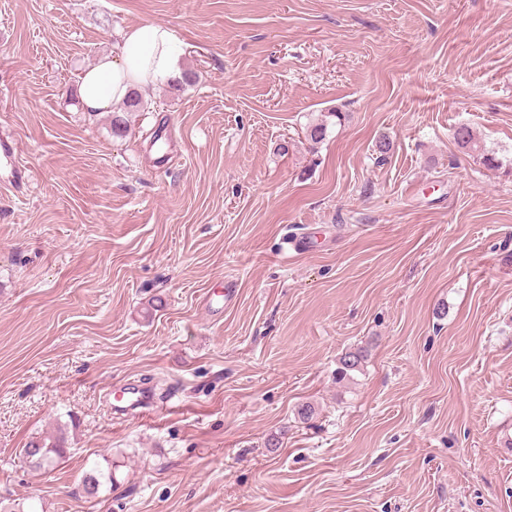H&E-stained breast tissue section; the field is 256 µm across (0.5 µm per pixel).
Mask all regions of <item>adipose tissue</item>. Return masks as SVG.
<instances>
[{
	"mask_svg": "<svg viewBox=\"0 0 512 512\" xmlns=\"http://www.w3.org/2000/svg\"><path fill=\"white\" fill-rule=\"evenodd\" d=\"M181 55L175 31L163 23L128 28L110 53L84 71L78 95L85 111L110 112L131 92L168 81L179 72Z\"/></svg>",
	"mask_w": 512,
	"mask_h": 512,
	"instance_id": "obj_1",
	"label": "adipose tissue"
}]
</instances>
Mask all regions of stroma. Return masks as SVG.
Wrapping results in <instances>:
<instances>
[{"label":"stroma","instance_id":"obj_1","mask_svg":"<svg viewBox=\"0 0 512 512\" xmlns=\"http://www.w3.org/2000/svg\"><path fill=\"white\" fill-rule=\"evenodd\" d=\"M155 22L197 82L113 136ZM0 137V512H512V0H0ZM180 55L179 39L170 26L148 23L128 28L112 44L110 53L81 74L78 95L83 108L92 113L112 112V134L123 136L128 114L148 109L136 91L176 76ZM153 404L151 395L140 387H130L126 391L125 405H117L116 410L121 413L134 412L137 415L145 416L150 412V407ZM141 408L138 412L136 409ZM65 451L63 439L58 438L49 442L32 443L28 448H22V455L32 468L46 471L57 466Z\"/></svg>","mask_w":512,"mask_h":512}]
</instances>
